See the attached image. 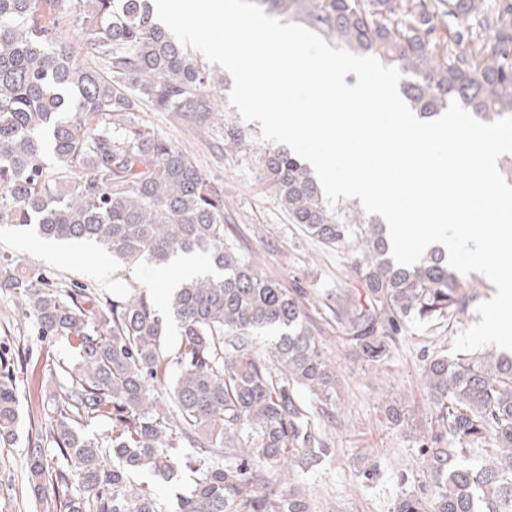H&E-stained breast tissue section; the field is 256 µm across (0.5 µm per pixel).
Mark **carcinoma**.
<instances>
[{
    "instance_id": "1",
    "label": "carcinoma",
    "mask_w": 512,
    "mask_h": 512,
    "mask_svg": "<svg viewBox=\"0 0 512 512\" xmlns=\"http://www.w3.org/2000/svg\"><path fill=\"white\" fill-rule=\"evenodd\" d=\"M255 2L409 74L404 95L422 120L453 100L483 122L512 116V0ZM446 18L456 26L440 37ZM214 83L153 0H0V224L127 264L166 268L186 254L203 267L162 310L145 289L105 299L0 254V289L40 335L68 344L45 363V427L27 443L44 512H169L141 473L175 490V512H313L294 463L309 471L332 452L314 412L336 401V378L306 294L246 253L222 188L189 155L130 119L147 103L204 128L219 117ZM261 166L290 223L350 252L362 288L336 294V322L366 364H385L411 322L467 317L481 284L451 270L445 249L400 266L384 225L331 210L297 155L270 148ZM260 331L274 334L262 355ZM18 363V349L0 357V445L18 436ZM424 380L432 415L415 439L433 512H512V354L442 351ZM165 384L171 411L155 397ZM93 422L106 434L88 436ZM393 512L426 502L407 493Z\"/></svg>"
}]
</instances>
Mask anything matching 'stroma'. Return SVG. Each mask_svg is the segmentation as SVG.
<instances>
[{"label": "stroma", "instance_id": "obj_1", "mask_svg": "<svg viewBox=\"0 0 512 512\" xmlns=\"http://www.w3.org/2000/svg\"><path fill=\"white\" fill-rule=\"evenodd\" d=\"M211 70L218 78L209 94L223 109L227 123L245 134L242 144L225 149L223 127L189 129L167 112L143 107L133 121L147 125L174 143L195 161L212 181L224 187V206L247 240L252 256L287 288H299L317 306L314 318L324 357L336 374L337 394L330 418H318L317 427L330 440L334 453L318 468L298 473L315 512H392L394 503L413 491L402 473L422 467L412 438L390 425L384 415L387 400L404 406L414 425L430 418L422 368L427 356L451 349L454 333L434 332L420 322L409 323L386 364L376 369L351 354L336 322V292L359 288L349 255L327 249L307 237L288 220L274 190L265 181L259 157L269 144L260 138V125L246 122L229 103L233 81L219 65ZM0 251L15 257L19 266L43 268L56 282L81 285L100 296L124 294L133 287L149 286L152 267L126 268L94 246L50 243L0 228ZM20 336L29 350L17 375L21 405L18 439L0 447V512H39L26 477L28 436L41 422L46 356L65 358V341L38 335L24 308L0 290V337ZM374 464L377 475L366 479L365 464Z\"/></svg>", "mask_w": 512, "mask_h": 512}]
</instances>
